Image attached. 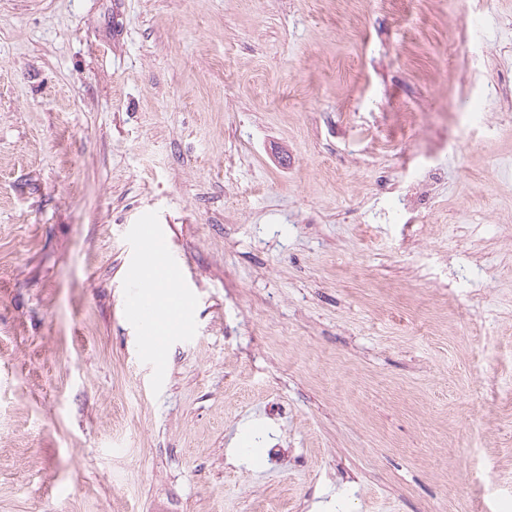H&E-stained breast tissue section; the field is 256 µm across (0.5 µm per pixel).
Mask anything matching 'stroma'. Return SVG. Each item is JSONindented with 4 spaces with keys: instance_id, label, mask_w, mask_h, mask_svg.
<instances>
[{
    "instance_id": "1",
    "label": "stroma",
    "mask_w": 512,
    "mask_h": 512,
    "mask_svg": "<svg viewBox=\"0 0 512 512\" xmlns=\"http://www.w3.org/2000/svg\"><path fill=\"white\" fill-rule=\"evenodd\" d=\"M0 512H512V0H0ZM439 167L425 169L419 178L411 182L398 197V208L405 214L418 208H425L431 200L432 190L441 178ZM409 202V203H408ZM402 205V207L400 206ZM138 281L140 288L159 297L164 295V289L169 288L171 284L162 263L157 260L149 261L141 268ZM149 294L136 292L131 299L129 310L132 317L147 326L150 336H145L144 340L146 344H151L148 350L153 352L152 344L155 343L158 331H179L183 327V322L180 314L172 308L168 309V314L163 315L161 305Z\"/></svg>"
}]
</instances>
